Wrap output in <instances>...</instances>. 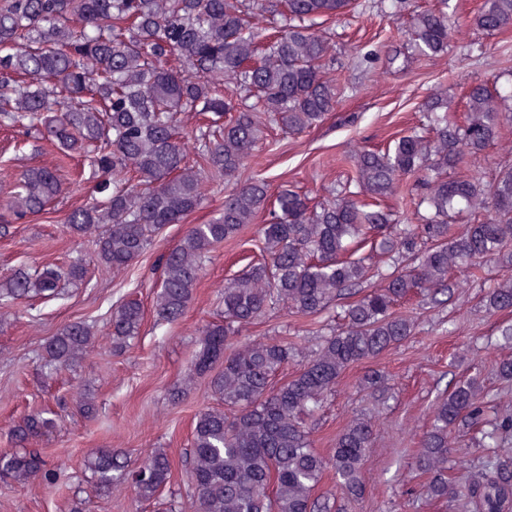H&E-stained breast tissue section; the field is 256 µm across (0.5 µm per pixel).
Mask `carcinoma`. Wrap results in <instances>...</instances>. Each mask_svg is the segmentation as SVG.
<instances>
[{
	"label": "carcinoma",
	"instance_id": "cac0c4a2",
	"mask_svg": "<svg viewBox=\"0 0 512 512\" xmlns=\"http://www.w3.org/2000/svg\"><path fill=\"white\" fill-rule=\"evenodd\" d=\"M352 0H0V128L47 139L71 165L88 162L96 183L91 202L69 211L68 232L94 246L112 272L129 268L167 224H177L203 203L206 187L224 182V208L206 224L189 227L162 258L157 316L181 320L212 248L236 239L266 212L261 259L224 282V320L201 330L200 350L187 381L208 378L221 402L196 415L185 449L191 493L188 508L170 512H334L315 496L330 470L344 494L363 495L361 470L375 449L374 425L353 416L326 458L311 446L307 420L323 407L351 366L372 362L404 342L415 321L396 306L416 292L435 305L459 287L456 275L478 276L512 248V168L487 182L478 170L450 177L492 146L512 152L500 133L512 94L485 82L464 95V124L437 90L421 104L428 125L407 130L385 149L358 147L347 156L355 190L311 203L283 188L271 194L261 178L237 180L254 157L264 130L290 134L320 126L342 93L322 62L335 43L319 20L346 13ZM471 25L493 32L512 26V0H482ZM453 31L442 10L412 12L418 52L438 55ZM192 112L187 132L177 115ZM423 186L418 223H392L382 202L409 179ZM135 180L143 189L132 191ZM65 194L52 170L31 166L11 201L14 220L45 210ZM480 217L450 233L449 219ZM394 269L369 291L372 252ZM80 263L19 268L0 281V305L34 297L54 299L62 279L82 281ZM354 300L340 313L341 331L320 335L317 348L294 376L276 375L293 357L288 338L249 339L232 346L239 329L280 304L317 318L336 301ZM485 306L512 312V272L489 289ZM144 312L136 300L112 311L113 350L139 336ZM94 339L85 321L65 325L47 341L44 367L57 370L83 355ZM365 390H388L383 371L364 373ZM483 386L473 377L454 384L434 407L416 469L428 475L426 496L457 503L466 512H512V456L496 455L459 486L448 480V454L460 433L480 434L481 447L512 437V415L487 418ZM40 413L13 428L16 448L0 451V472L16 481H57L30 441L55 428ZM88 468L104 493L128 488L140 502L154 500L173 479L161 448L131 460L121 448L91 453Z\"/></svg>",
	"mask_w": 512,
	"mask_h": 512
}]
</instances>
